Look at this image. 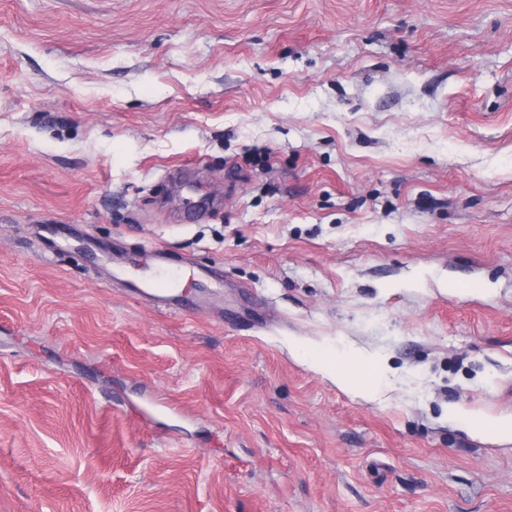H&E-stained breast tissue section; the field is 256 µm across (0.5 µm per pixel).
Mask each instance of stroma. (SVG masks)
Segmentation results:
<instances>
[{"label":"stroma","instance_id":"obj_1","mask_svg":"<svg viewBox=\"0 0 512 512\" xmlns=\"http://www.w3.org/2000/svg\"><path fill=\"white\" fill-rule=\"evenodd\" d=\"M451 404L512 415V0H0V512H512ZM187 288L182 270L159 265L151 271L142 292L162 306H171L178 303ZM295 351L309 361L315 371L364 399L378 393L377 382L385 378L386 367L381 360L345 346H332L316 352L297 346Z\"/></svg>","mask_w":512,"mask_h":512}]
</instances>
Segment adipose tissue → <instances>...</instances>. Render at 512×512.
Masks as SVG:
<instances>
[{"instance_id":"ef3b65f1","label":"adipose tissue","mask_w":512,"mask_h":512,"mask_svg":"<svg viewBox=\"0 0 512 512\" xmlns=\"http://www.w3.org/2000/svg\"><path fill=\"white\" fill-rule=\"evenodd\" d=\"M296 352L309 361L315 371L334 380L337 386L365 399L377 393V383L386 371L381 360L344 347L332 346L314 352L300 346ZM447 416L462 421L491 441L512 443V415L492 418L452 405L447 410Z\"/></svg>"}]
</instances>
